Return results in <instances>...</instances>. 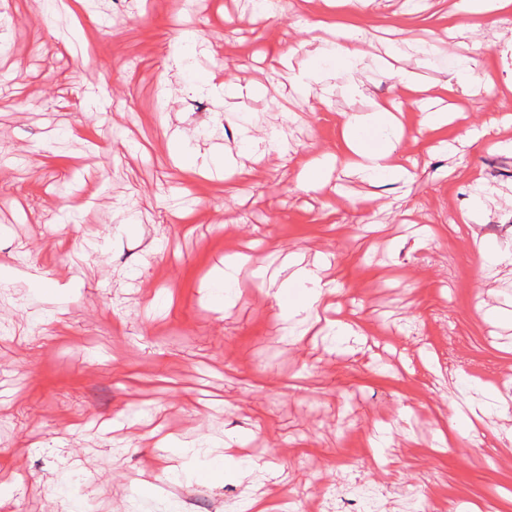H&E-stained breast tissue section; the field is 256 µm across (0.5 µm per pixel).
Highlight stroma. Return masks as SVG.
Wrapping results in <instances>:
<instances>
[{
    "instance_id": "obj_1",
    "label": "stroma",
    "mask_w": 512,
    "mask_h": 512,
    "mask_svg": "<svg viewBox=\"0 0 512 512\" xmlns=\"http://www.w3.org/2000/svg\"><path fill=\"white\" fill-rule=\"evenodd\" d=\"M470 0H0V512H237L236 481L161 482L158 437L213 453L260 445L255 493L304 512H512V413L472 435L445 375L473 399L512 394V327L480 305L512 304V270L482 269L486 242L512 252V30L497 11L472 27ZM331 19L362 30L372 56L328 104L296 95L270 64ZM195 32V68L171 47ZM432 54L420 53L422 45ZM433 82L460 116L419 126L412 92L383 65ZM462 57L486 63L492 92L447 94ZM228 76L234 94L207 84ZM163 110H156L158 94ZM394 103L407 177L334 171L303 187L299 157L341 154V115ZM276 129L284 154L244 152L241 128ZM478 152L448 153L466 130ZM249 252L233 307L210 272ZM326 262L328 318L359 324L354 353L282 314L263 272L286 255ZM486 366L473 375L469 362Z\"/></svg>"
}]
</instances>
